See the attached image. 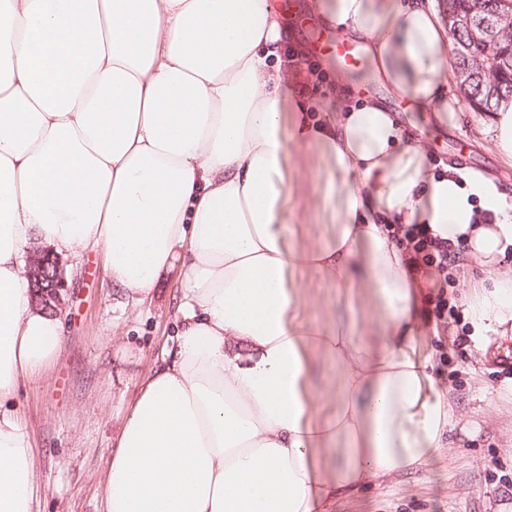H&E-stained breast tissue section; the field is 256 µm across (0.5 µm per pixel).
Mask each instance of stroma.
<instances>
[{
	"label": "stroma",
	"instance_id": "1",
	"mask_svg": "<svg viewBox=\"0 0 512 512\" xmlns=\"http://www.w3.org/2000/svg\"><path fill=\"white\" fill-rule=\"evenodd\" d=\"M309 31L289 20L285 42L300 59L305 100H335L349 88L351 100L382 99L420 139L428 161L460 153L473 171L491 178L512 201V161L483 133V115L457 93L460 110L438 121L409 99H398L374 75L370 56L352 66L332 54L309 59ZM331 163L320 148H290L286 219L293 247L313 251L333 242V217L319 173ZM64 279L60 318L64 349L38 375L20 382L14 401L33 439L39 480V512H103V478L122 416L144 376L176 342L178 323L172 296L177 270L163 272L149 304L134 305L111 282L103 255L57 256ZM295 286L302 320L330 331L337 323L368 316L365 295L341 296L326 277L305 270ZM466 282L454 278L448 303L454 313L440 326L427 300L418 303L423 352L447 355L434 372L447 387L454 408L448 443L421 471L339 495L325 512H512V368L480 356L473 344L455 347L471 333ZM311 383L320 398L319 415L336 411L339 370L315 346H307Z\"/></svg>",
	"mask_w": 512,
	"mask_h": 512
}]
</instances>
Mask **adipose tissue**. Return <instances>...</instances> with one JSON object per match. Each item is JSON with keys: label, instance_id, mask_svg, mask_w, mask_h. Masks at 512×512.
Wrapping results in <instances>:
<instances>
[{"label": "adipose tissue", "instance_id": "1", "mask_svg": "<svg viewBox=\"0 0 512 512\" xmlns=\"http://www.w3.org/2000/svg\"><path fill=\"white\" fill-rule=\"evenodd\" d=\"M363 45L397 97L453 111L442 77L441 0H315ZM286 22L272 0H0V512H35L27 425L11 398L63 350L32 297L34 244L103 251L137 303L177 269L175 346L125 411L105 512H320L341 493L417 471L453 418L417 345L418 290L398 224H426L485 274L471 337L512 340V204L457 166L432 174L383 101H303L283 124ZM334 111L331 122L305 113ZM317 145L336 218L332 245L288 243L290 146ZM362 290L357 321L316 334L298 269ZM340 370L319 417L308 344ZM344 441L330 473L315 457Z\"/></svg>", "mask_w": 512, "mask_h": 512}]
</instances>
